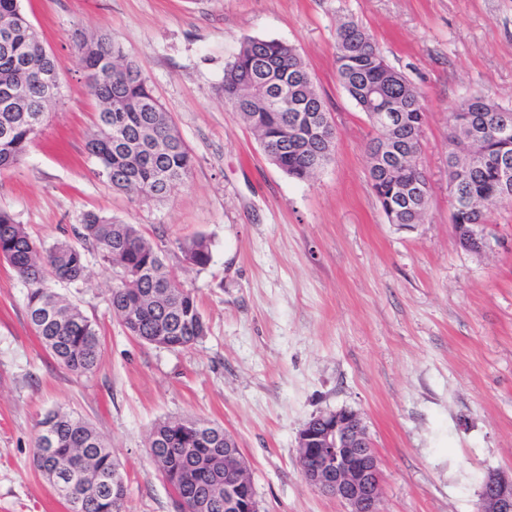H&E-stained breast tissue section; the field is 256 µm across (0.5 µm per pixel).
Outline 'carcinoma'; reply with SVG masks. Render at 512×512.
I'll list each match as a JSON object with an SVG mask.
<instances>
[{
    "mask_svg": "<svg viewBox=\"0 0 512 512\" xmlns=\"http://www.w3.org/2000/svg\"><path fill=\"white\" fill-rule=\"evenodd\" d=\"M76 29V61L88 93L100 105L98 132L86 148L99 175L112 189L161 200L185 186L192 157L171 117L155 97L140 67L119 55L110 37L94 33L85 46ZM362 24L343 21L336 27V73L347 95L365 113L376 112L372 101L400 102L404 124L395 131L404 152L412 148L413 128L426 124L423 95L402 73L391 68ZM60 61L47 52L38 33L21 13L19 0H0V87H23L18 105L0 99V169L17 164L41 132L49 103L40 81L47 65ZM224 102L257 136L267 159L291 178L307 180L328 165L334 144L320 135L328 121L325 103L295 46L247 37L224 67ZM503 106L474 97L472 111L488 116ZM498 152L490 135L480 144L448 138V184L459 183L460 208L452 223L474 224L488 236V206L512 204L498 198L493 171L484 154ZM399 167L387 175L381 169L372 189L397 224H420L427 212L429 187L418 190L412 205L395 211L398 187L422 178L416 167L394 159ZM74 241L38 245L14 215L0 209V259L16 272L27 289L29 320L46 349L69 371L92 373L101 359L95 324L78 304L52 289L56 282L78 286L87 277V252L93 250L119 274L110 305L129 333L140 341L168 350H185L206 336L208 326L192 291L176 278L157 245L133 224L96 212H86L72 229ZM182 257L203 269L211 262L207 240L195 237L180 245ZM198 419L162 420L149 440L157 448L153 466L172 485L185 512L209 499L207 512H227L224 496L208 497L213 477L204 466L211 450L224 449V428L214 435L199 432ZM35 447H45L39 472L69 505L71 512H127L128 490L112 493V477L120 467L108 446L82 417L64 411L47 413L37 423Z\"/></svg>",
    "mask_w": 512,
    "mask_h": 512,
    "instance_id": "obj_1",
    "label": "carcinoma"
}]
</instances>
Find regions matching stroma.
<instances>
[{"mask_svg": "<svg viewBox=\"0 0 512 512\" xmlns=\"http://www.w3.org/2000/svg\"><path fill=\"white\" fill-rule=\"evenodd\" d=\"M62 64L39 137L0 171V208L52 245L94 211L136 225L193 290L209 326L172 351L129 335L109 299L116 272L57 291L102 345L78 376L30 324L26 288L0 260V512H69L33 461L39 420H89L122 464L130 512H176L148 462L153 425L192 417L233 434L261 512H344L304 481L296 437L319 413L361 412L382 472V512H479L487 475L512 471V205L488 213L489 246H461L448 194V129L467 97L512 107V0H20ZM359 21L424 96L423 223H388L371 188L376 130L336 76L335 30ZM134 61L190 150L186 187L161 203L113 191L85 144L99 104L77 72L75 29ZM296 46L336 129L333 161L289 178L218 91L246 37ZM202 236L211 262H183Z\"/></svg>", "mask_w": 512, "mask_h": 512, "instance_id": "1", "label": "stroma"}]
</instances>
